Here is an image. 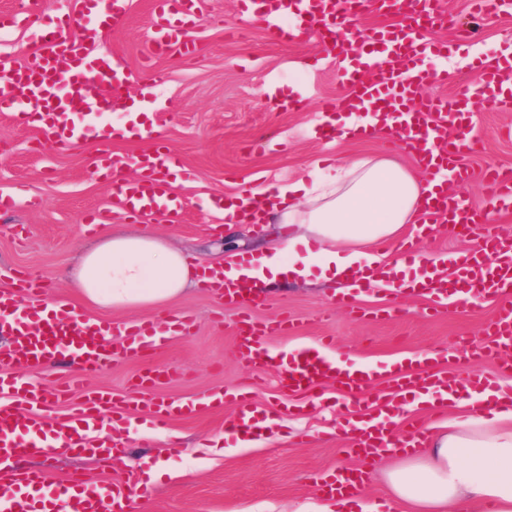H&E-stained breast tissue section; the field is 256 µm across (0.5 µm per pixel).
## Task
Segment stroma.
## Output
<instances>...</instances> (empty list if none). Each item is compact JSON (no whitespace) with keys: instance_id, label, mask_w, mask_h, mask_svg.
I'll return each mask as SVG.
<instances>
[{"instance_id":"obj_1","label":"stroma","mask_w":512,"mask_h":512,"mask_svg":"<svg viewBox=\"0 0 512 512\" xmlns=\"http://www.w3.org/2000/svg\"><path fill=\"white\" fill-rule=\"evenodd\" d=\"M125 7L121 23L99 46L119 55L144 79L160 77L154 91L175 113L154 115L150 121L180 172L172 190L186 202L183 220H135L116 208L108 222L90 227L96 212L109 209L112 193L111 178L90 166L97 144L65 153L41 149L40 127L19 126L0 114V197L11 202L0 213V290L13 288L15 274L26 272L42 280L45 301L76 304L72 274L83 250L115 230L150 231L196 263L221 262L227 247L241 252L266 244L270 227L225 225L223 213L212 205L215 197L253 182L285 183L314 169L327 175L333 167L365 158L386 156L416 169L407 153L386 150L380 134L329 142L309 134L320 117V101L347 94L337 79L335 60L315 38L280 43L241 12L238 0H201L202 20L194 32L198 53L185 60L155 59L148 72L144 61L153 37L151 0H126ZM475 32L473 42L461 48V65L449 72L447 82L426 86L425 95L453 96L461 83L472 79L473 61H492L512 47V13L479 21ZM38 38V30L21 24L7 29L0 35V62H28ZM279 93L300 97L303 108L278 111L274 99ZM508 125L512 112L475 103L472 127L484 150L470 158L473 170L488 164L512 166V138L501 135ZM19 226L24 234H16ZM336 293L335 286L323 281L294 282L260 291L239 309L197 287L161 308L93 310V317L106 321L184 314L194 324L191 336L173 337L150 361L126 358L86 380L85 391L111 396L113 413L136 397L134 381L150 366L163 372L150 392L152 399H200L236 387L249 394L259 411L277 420V429L251 446L227 450L217 439L231 406L204 407L198 415L175 418L156 432L137 407L121 424L103 423L104 430L117 428L122 435L112 464L101 465L77 452H52L17 458V465L46 471L55 484L75 472L107 485L133 484L138 512H296L302 505L316 512L322 501L316 485L322 475L355 465V458L344 451V427L367 411L350 406L332 384L318 388L307 408L285 410L287 397L274 371L249 369L237 360L234 327L244 312L257 321L281 313L294 320L298 334L274 337L271 345L277 350L331 336L338 356L353 361L380 366L436 352L457 376L477 367L491 380H501L497 365H472L456 348L458 341L482 335L495 315L496 301L454 305L431 316L426 312L428 297L408 295L401 299L403 314L387 319L381 309L391 297L374 290L361 296L363 317L353 320L335 307ZM147 456L162 464L156 478L145 475Z\"/></svg>"}]
</instances>
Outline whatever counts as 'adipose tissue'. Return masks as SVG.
Wrapping results in <instances>:
<instances>
[{"instance_id": "1", "label": "adipose tissue", "mask_w": 512, "mask_h": 512, "mask_svg": "<svg viewBox=\"0 0 512 512\" xmlns=\"http://www.w3.org/2000/svg\"><path fill=\"white\" fill-rule=\"evenodd\" d=\"M427 190L394 161L362 159L312 187L299 178L253 191V201L276 199L269 220L296 232L230 257L224 274L269 287L312 278L347 282L359 262L385 263L369 245L400 235L421 212ZM199 275L161 237L115 233L84 254L76 288L83 302L99 307H158L190 291ZM439 404L452 416L426 431L421 447L391 454L383 496L329 497L319 512H512V410L475 411L451 395Z\"/></svg>"}]
</instances>
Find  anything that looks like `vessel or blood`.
<instances>
[{"mask_svg": "<svg viewBox=\"0 0 512 512\" xmlns=\"http://www.w3.org/2000/svg\"><path fill=\"white\" fill-rule=\"evenodd\" d=\"M152 4V56H194L197 43L193 31L201 20L196 0H152ZM239 4L242 11L258 17L273 37L295 40L306 34L335 53L338 79L350 95L322 105L325 120L312 129L318 140H332L339 132L338 127L327 123L328 115L354 112L366 103L375 126L386 130L387 144L411 154L428 179L444 172L449 179L465 182L476 174L465 159L479 147L468 123L471 104L485 101L496 109L512 111V54L489 65H476L472 83L453 99L424 98V87L441 81L442 75L421 70L419 56L453 50L471 40L470 30L442 10L437 0H239ZM386 7L399 18L393 30L358 27L364 13ZM118 15L116 0H79L78 20L83 24L97 29L112 26L117 24ZM291 16L299 19L300 26L289 31L281 22ZM40 17L34 0H26L19 13L0 16V25H38ZM74 23L66 21L54 30L41 28L32 62L0 68V112L17 121L38 116L45 129L44 144L56 152L91 141L103 146L109 142L116 127L99 125L93 113L122 102L126 88L135 80L134 73L120 61L97 53L87 40L71 36ZM437 27L448 30L447 42L430 39V32ZM98 165L112 174L114 206L139 218L158 213L168 223L181 222L184 203L165 187V154L147 151L130 157L104 148ZM129 169L134 170V177H126ZM477 175L493 209L512 208L511 166L488 165ZM422 221L423 231L395 245L381 243V250L421 257L431 233L445 226L474 239L472 251L439 257L440 262L456 265V281H448L433 270L419 282L418 289L441 309L454 295L498 300V311L482 337L462 340L461 350L497 362L502 374L512 373V232L490 223L487 212L475 210L456 194L444 191L433 197ZM205 286L218 288L225 305L239 308L254 293V285L247 279L209 280ZM26 299L42 303L39 279L28 276L21 279L18 290L0 292V336L8 340L7 347L0 350V393L10 398L9 404L0 405V483L16 488L15 495L0 500V512H131L128 485L104 489L73 476L68 489L45 498L41 495L49 482L45 471L20 472L8 467L11 458L41 455L49 448L71 452L86 449L92 433L100 431L110 413L109 396L91 393L69 417L45 425L38 413L46 403L43 393L15 377L12 369L21 366L34 370L47 359L62 357L87 376L130 354L148 360L168 336L190 334L193 321L176 315L164 321L109 323L64 306L41 317L23 309ZM294 330V324L284 316L262 323L241 317L235 327L238 360L251 369L274 368L278 385L289 395L310 398L318 386L334 383L359 406L390 381L399 388L457 384L455 377L437 369L430 358L414 366L399 363L387 368L338 360L336 343L328 337L286 352L269 347L270 337ZM224 398L237 405L224 422L225 434L247 432L252 426L250 400L232 388L225 389ZM201 405L198 399L151 400L147 408L154 426L162 429L174 418L196 415ZM425 431V420L414 417L405 420L401 429L385 434H352L348 451L368 467L375 462L376 449L405 447ZM33 489L38 490V497H30Z\"/></svg>", "mask_w": 512, "mask_h": 512, "instance_id": "1", "label": "vessel or blood"}]
</instances>
